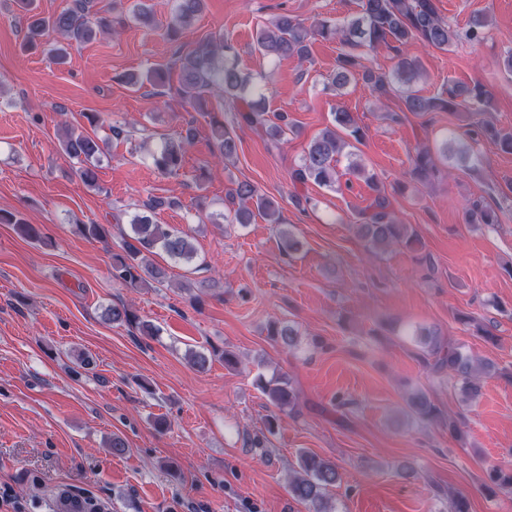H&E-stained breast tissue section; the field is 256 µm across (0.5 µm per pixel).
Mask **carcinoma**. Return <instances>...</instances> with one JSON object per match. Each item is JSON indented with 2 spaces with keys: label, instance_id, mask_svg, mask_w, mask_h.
Masks as SVG:
<instances>
[{
  "label": "carcinoma",
  "instance_id": "cac0c4a2",
  "mask_svg": "<svg viewBox=\"0 0 512 512\" xmlns=\"http://www.w3.org/2000/svg\"><path fill=\"white\" fill-rule=\"evenodd\" d=\"M25 20V44L27 49L43 45V38L52 32L68 43H86L98 34L112 29L108 17L90 18L91 0H72V5L60 13L46 17L38 12L35 0H13ZM205 0H177L174 16L167 26L168 40L177 42L185 29L193 25L203 12ZM361 15L347 23H336L321 19L310 24L288 14L279 15L270 25L257 30L254 48L270 60L289 57H306L310 43L315 39L338 40L349 47L339 59L336 71L330 76V84L341 88L359 68L355 50L361 47L374 48L388 41L404 47L420 44L438 50H448L462 41L478 43L483 40L489 22L485 16H472L467 26L460 28L441 17L435 0H362ZM134 19L144 28L155 27V17L147 0H138L133 9ZM174 65L180 71L176 92L195 109H204L208 104L207 95L219 92L224 98L237 104L241 121L262 132L268 141L279 145L287 131L292 129L288 113L278 115V122L267 117L265 96L256 80L240 69L234 47L222 39L208 38L195 46L179 50ZM421 72L418 58L404 57L390 75L364 72V78L371 92L382 98L393 91L394 84L412 83ZM491 99L489 90L480 82L473 84L453 83L437 95L426 97L409 93L403 99L405 111L413 113L448 111L454 113L468 108L477 120L476 135L492 142L502 152L512 153V132L504 131L491 121L483 118ZM92 130L73 124H64L65 134L60 139L64 155L76 165L81 181L89 188L102 191L98 183L96 161L104 154L107 139L99 136L96 124L98 117L86 115ZM214 148L224 162L237 156V141L224 122H212ZM364 132L358 126L352 113L340 110L334 113L332 126L325 128L309 144L299 164L291 172L292 183L315 185L336 190L339 175L334 166L335 156L352 147V142L363 139ZM189 138H166L152 153V161L158 171L175 174L183 167L186 145ZM441 155L458 168L473 171L478 157L467 143L449 140L439 148ZM351 170L365 177L375 192L370 204L359 216V223L353 225L358 238L373 250H384L396 244L412 246L416 238L408 225L400 224L389 209V201L382 193L375 176L366 173L358 163ZM438 173L428 147L419 149L412 161L411 177L417 182L430 180ZM238 202L233 210L231 223L250 224L254 214H259L269 224L282 223L280 208L270 198L260 195L256 187L241 181L230 193V202ZM503 207H492L480 200L466 208L465 221L468 224H499ZM0 224H11L19 235L27 240H41L39 227L26 224L15 218L9 211H0ZM79 235L104 241L108 229L104 224H77ZM165 253L177 263L190 265L197 259V252L189 236L169 224H156L147 215L136 214L130 223L122 252L112 255V268L116 275L133 288L152 281H160L164 272L152 262L157 252ZM106 320L116 324H136L143 336H154L156 328L147 322L138 321L137 314L123 304H116L105 310ZM270 335L285 346L296 341L297 332L288 323L274 325ZM425 359L436 372H448L459 384L465 396L479 395L482 374L496 372V364L489 360L470 357L459 346L443 340L441 334L433 333L426 342ZM256 385L266 397L269 405L282 411L291 409L295 393L285 375H274L267 379L258 375ZM408 412L419 417H435L436 406L422 392L410 396L406 402ZM339 479L336 463L309 451L298 455V470L289 481V493L298 502L307 506L308 512H335L328 507L326 491Z\"/></svg>",
  "mask_w": 512,
  "mask_h": 512
}]
</instances>
